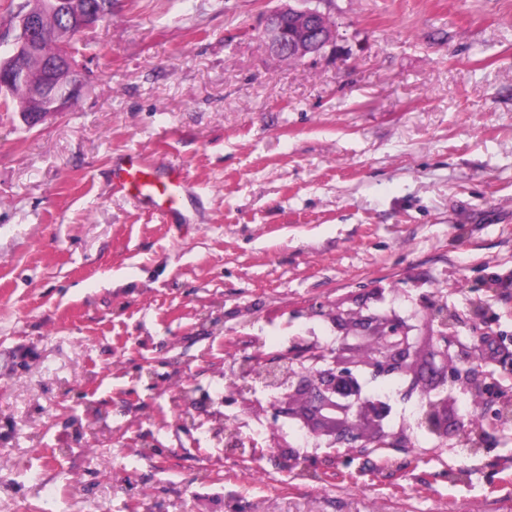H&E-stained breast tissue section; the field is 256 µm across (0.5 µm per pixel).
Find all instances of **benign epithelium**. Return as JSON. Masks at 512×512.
Instances as JSON below:
<instances>
[{"label": "benign epithelium", "instance_id": "obj_1", "mask_svg": "<svg viewBox=\"0 0 512 512\" xmlns=\"http://www.w3.org/2000/svg\"><path fill=\"white\" fill-rule=\"evenodd\" d=\"M60 11L71 26L87 29L109 11L111 0H55L43 7ZM330 17L328 0H295L266 13L258 36L277 57L293 55L303 59L321 52L336 40V26L326 23ZM45 34L37 11L28 9L18 18V35L10 53L0 56V91L16 84L29 88L26 121L37 123L43 116L65 111L77 100L84 87L81 65L75 54L63 50L47 61L39 71L28 67V59L38 52ZM429 323H437L435 334L427 337L431 362L430 375L443 388L431 392L421 383L418 372L420 351L411 327L397 316L337 315L348 330L355 331L362 343L352 355L317 351L308 356L307 368H296L297 359L281 356L275 363L255 360L243 365L230 391L241 395L258 383L275 390L269 408L280 416L303 422L308 432L326 442L327 447L366 448L391 445L392 433L386 431L389 405L362 393L359 375L368 372L374 378L395 377L407 383L404 396L420 391L421 416L418 426L439 438L448 437V382L474 393L490 392L496 387L492 374L479 366L460 367L450 353L455 343L448 328L456 317L445 303L429 302Z\"/></svg>", "mask_w": 512, "mask_h": 512}]
</instances>
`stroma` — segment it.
<instances>
[{"instance_id": "1", "label": "stroma", "mask_w": 512, "mask_h": 512, "mask_svg": "<svg viewBox=\"0 0 512 512\" xmlns=\"http://www.w3.org/2000/svg\"><path fill=\"white\" fill-rule=\"evenodd\" d=\"M278 4L112 0L81 97L0 109V512H512V358L479 347L512 350V0H333L295 63L258 36ZM133 152L185 163L188 223L113 192ZM434 300L499 382L451 391L478 450L415 397L393 447L333 452L227 395L254 355L337 347V311L424 336Z\"/></svg>"}]
</instances>
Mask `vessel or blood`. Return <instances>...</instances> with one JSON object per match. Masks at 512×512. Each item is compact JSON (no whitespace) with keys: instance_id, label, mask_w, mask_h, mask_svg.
I'll use <instances>...</instances> for the list:
<instances>
[{"instance_id":"b4317fda","label":"vessel or blood","mask_w":512,"mask_h":512,"mask_svg":"<svg viewBox=\"0 0 512 512\" xmlns=\"http://www.w3.org/2000/svg\"><path fill=\"white\" fill-rule=\"evenodd\" d=\"M187 181V171L182 164L173 161L160 171L139 153L128 154L122 163L112 169L113 189L148 204L166 219L180 213Z\"/></svg>"}]
</instances>
